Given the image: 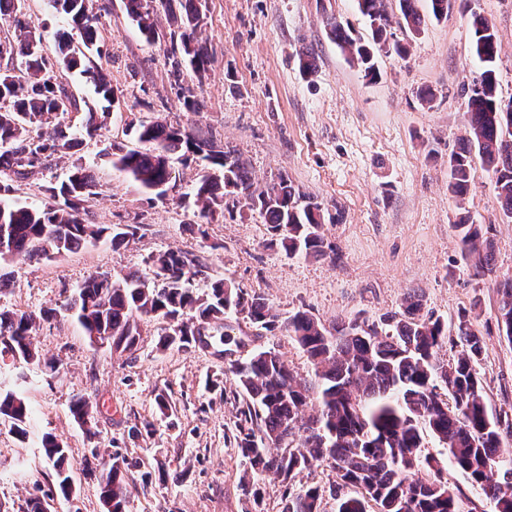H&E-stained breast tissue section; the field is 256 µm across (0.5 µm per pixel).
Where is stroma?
Masks as SVG:
<instances>
[{
    "instance_id": "35a3bbf8",
    "label": "stroma",
    "mask_w": 512,
    "mask_h": 512,
    "mask_svg": "<svg viewBox=\"0 0 512 512\" xmlns=\"http://www.w3.org/2000/svg\"><path fill=\"white\" fill-rule=\"evenodd\" d=\"M103 2L98 39L105 54L98 64L122 96L110 124L80 153L103 186L89 213L96 224L136 218L145 229L119 250L101 242L37 263L14 257L0 309L58 307L90 275L145 268L152 254L167 249L204 257L208 280L233 281L280 313L307 310L327 326L379 319L414 291L424 311L453 327L460 310L477 299V327L487 344L479 365L487 403L512 414V343L498 333L496 288L512 278V222L486 172H478L465 199L448 191V157L465 130L461 89L481 71L469 13H482L497 29L498 93L512 99V0H469L440 21L427 0H418L420 31L391 26L408 52L380 55L375 78L326 36L327 12L368 35L356 0H207L202 37L215 58L204 76L184 74L201 105L196 114L170 85L169 42L146 41L123 0ZM308 50L316 57L310 75L298 65ZM423 88L435 91L432 105L419 102ZM133 117H162L214 135L239 152L255 182L288 178L325 211L338 213V223L323 226L335 256L287 257L269 247L266 224L240 204L198 232V211L185 197L197 174L193 163L183 166L169 197L149 199L102 154L112 144L134 146L127 128ZM463 210L494 245L493 270L479 278L461 259L453 228ZM140 333L136 351L116 350L90 343L60 316L41 323L33 336L38 353L57 364L54 376L0 360V393L23 394L31 409L25 437L0 428V512H24L37 488L55 486V471L40 451L48 433L62 440L73 463L72 494L56 497L53 512H104L99 474L83 465L95 445L102 455L137 462L125 477L127 512H279L284 489L332 486L336 475L324 462L287 485L266 476L261 501L245 496L235 440L245 395L226 373L224 358L197 347L158 348L161 326L154 321ZM234 333L244 340L238 358L272 347L291 368L311 369L284 332L260 334L242 319ZM77 397L93 406L96 439H88L71 414Z\"/></svg>"
}]
</instances>
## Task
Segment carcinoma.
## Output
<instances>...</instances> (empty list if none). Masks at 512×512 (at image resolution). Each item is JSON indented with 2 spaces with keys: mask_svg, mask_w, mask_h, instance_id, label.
I'll return each instance as SVG.
<instances>
[{
  "mask_svg": "<svg viewBox=\"0 0 512 512\" xmlns=\"http://www.w3.org/2000/svg\"><path fill=\"white\" fill-rule=\"evenodd\" d=\"M180 8L173 10L172 2ZM22 0H0V20L10 23L14 37L0 41V228L6 248L0 266L23 254L30 260L71 253L90 243L110 242L116 249L135 239L143 224L133 221L118 228L88 221V203L100 194L101 184L90 168L77 162L67 178L42 186L45 203L39 208L12 205L4 198L17 191L16 179L42 173L55 157L63 158L83 142L99 135L120 101V91L97 65L82 63L84 49H95L99 15L94 0H50L70 27L56 35L54 61L43 54V33L22 12ZM400 27L418 32L423 17L417 0H397ZM389 0H357L368 20L371 38L352 36L332 14L324 15L330 39L366 75L377 76L376 55L395 51L391 41ZM168 16L169 31L157 23L150 0H125L128 17L147 41L167 39L170 75L180 86L184 106L195 112L198 102L181 86L184 69L202 75L214 60L212 47L199 38L206 24V0H159ZM474 52L483 65L479 79L462 87L466 99L462 147L448 158V190L466 196L477 168L492 174L503 214L512 220V122L500 109L494 69L498 35L481 14L471 13ZM78 33L84 49L74 45ZM79 70L93 88L95 104L78 109L76 99L58 81L55 70ZM136 148L112 145L104 156L138 189L165 199L181 181L176 163L194 161L199 172L191 195L200 217L214 219L226 198L242 200L267 224L270 245L289 257L327 256L323 224L334 217L321 204L279 177L262 188L254 185L247 164L235 149L214 136L163 121H130ZM461 256L473 261L475 275L491 271L492 241L482 227L463 217L454 225ZM145 272L120 276L97 273L78 294L61 306L70 312L88 337L105 336L125 351L136 348L139 324L159 320L167 324L159 340L163 349L224 347L231 357L227 370L246 394L240 414L238 448L254 476L273 474L286 482L327 462L336 472L331 496L336 512H462L463 492L444 478L447 464L463 473L473 489L493 505V512H512V417L489 411L476 367L485 342L475 327L479 303L458 314L455 357L440 356L448 344V323L422 313L415 295L404 298L400 310L380 317L340 321L328 329L308 311L286 317L233 282L219 279L204 289L194 287L204 264L173 250L151 255ZM501 295L498 327L512 343V278L497 289ZM59 309V310H61ZM57 309L0 310V355L17 363L37 358L31 335ZM243 317L257 330L284 331L307 355L312 371L301 374L288 366L273 347L234 359L241 339L228 321ZM448 399H443V396ZM77 422H90L93 406L84 398L71 403ZM11 421L10 432L26 435L29 407L24 396L0 394V419ZM444 449L441 456L425 452L427 440ZM42 447L56 472L58 488L70 496L71 464L68 449L56 437L43 436ZM121 466L104 470L99 478L105 512H126L128 489L124 472L130 463L114 456ZM354 488L351 494L348 489ZM320 488L308 485L285 489L280 512H320Z\"/></svg>",
  "mask_w": 512,
  "mask_h": 512,
  "instance_id": "obj_1",
  "label": "carcinoma"
}]
</instances>
